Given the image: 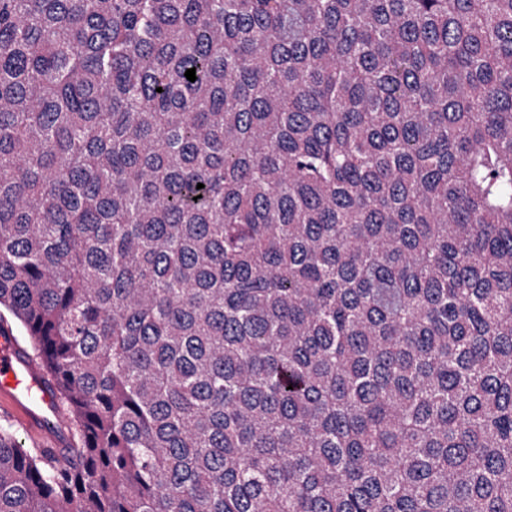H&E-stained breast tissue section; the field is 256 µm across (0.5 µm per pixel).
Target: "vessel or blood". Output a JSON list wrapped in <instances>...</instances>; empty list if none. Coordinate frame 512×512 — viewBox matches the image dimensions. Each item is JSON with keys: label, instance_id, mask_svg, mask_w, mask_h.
<instances>
[{"label": "vessel or blood", "instance_id": "obj_1", "mask_svg": "<svg viewBox=\"0 0 512 512\" xmlns=\"http://www.w3.org/2000/svg\"><path fill=\"white\" fill-rule=\"evenodd\" d=\"M0 415L23 427L33 449L72 443L54 382L6 329L0 331Z\"/></svg>", "mask_w": 512, "mask_h": 512}]
</instances>
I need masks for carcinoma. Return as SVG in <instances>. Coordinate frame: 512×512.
I'll list each match as a JSON object with an SVG mask.
<instances>
[{
  "mask_svg": "<svg viewBox=\"0 0 512 512\" xmlns=\"http://www.w3.org/2000/svg\"><path fill=\"white\" fill-rule=\"evenodd\" d=\"M8 315L0 512H512V0H0ZM0 409L23 427L35 450L58 451L73 443L54 382L8 329L0 333ZM1 414L0 423L10 424L18 442L29 448L22 428Z\"/></svg>",
  "mask_w": 512,
  "mask_h": 512,
  "instance_id": "1",
  "label": "carcinoma"
}]
</instances>
